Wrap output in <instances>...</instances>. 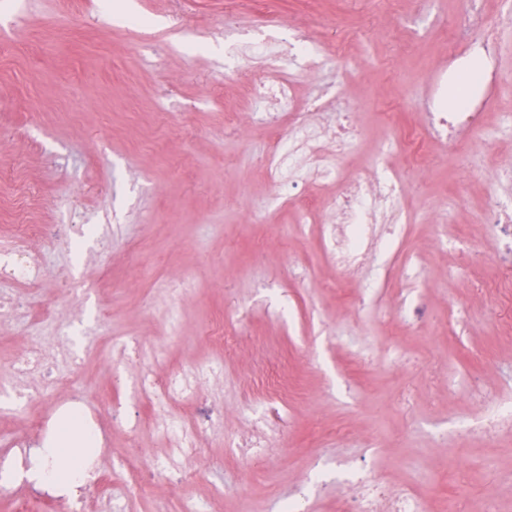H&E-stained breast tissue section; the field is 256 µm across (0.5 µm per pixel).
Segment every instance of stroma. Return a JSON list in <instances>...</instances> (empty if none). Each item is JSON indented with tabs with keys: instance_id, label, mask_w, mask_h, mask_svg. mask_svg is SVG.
<instances>
[{
	"instance_id": "35a3bbf8",
	"label": "stroma",
	"mask_w": 512,
	"mask_h": 512,
	"mask_svg": "<svg viewBox=\"0 0 512 512\" xmlns=\"http://www.w3.org/2000/svg\"><path fill=\"white\" fill-rule=\"evenodd\" d=\"M456 0H434L425 37L404 54L386 35L397 19L375 0H241L245 37L281 39L303 23L323 41L339 26L336 65L324 82L300 80L305 99L340 91L355 102L359 136L342 159L344 174H369L379 151L395 152L397 128L417 125L448 57L446 31ZM278 26L266 24L268 15ZM145 26L130 28L133 17ZM224 0H0V269L19 225L108 224L112 246L73 238L46 251L78 297L62 307L72 351L82 357L75 381L88 395L108 450L100 465L112 478L107 498L86 512H180L198 498L212 512H278L304 490L307 512H338L349 499L355 460L376 477L429 491L439 512L451 488L452 462L471 486V512L494 497L512 512V482L479 468L492 459L512 470V430L473 432L483 398L512 396V321L497 281L511 263L480 231L484 179L512 163V93L489 83L505 102L490 113L486 146L469 163L439 149L425 176L408 179L415 222L405 234L424 307L410 327L391 287L378 307H359L369 270L344 276L321 242L296 224L259 160L272 133L258 114L242 131L224 114L252 100L246 81L224 74ZM350 76L336 84V67ZM191 277L183 297L173 275ZM245 329L224 354V377L199 379V403L213 412L189 478L153 477L146 493L123 485L127 459L163 460L147 426L150 412L135 390L140 369L158 378L216 356L209 332L225 313ZM53 321L0 319V447L29 431V416L48 401L17 411L10 391L16 354ZM145 355L123 352L128 340ZM278 370L288 389L277 403L256 401L254 376ZM277 407L282 422L265 459L244 468L228 439L248 434L252 418ZM140 419L138 434L125 421Z\"/></svg>"
}]
</instances>
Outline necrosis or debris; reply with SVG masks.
Here are the masks:
<instances>
[{
	"instance_id": "4bbe7bcc",
	"label": "necrosis or debris",
	"mask_w": 512,
	"mask_h": 512,
	"mask_svg": "<svg viewBox=\"0 0 512 512\" xmlns=\"http://www.w3.org/2000/svg\"><path fill=\"white\" fill-rule=\"evenodd\" d=\"M481 2L460 0L453 36L479 47L483 70L490 74L497 55L494 27L512 23V0H500L499 14L493 20L485 17ZM231 47L235 60L231 74L242 75L254 63L274 66L280 72L276 80L262 81L254 87L255 104L276 132L261 162L275 191L292 204L298 223L310 226L340 272L374 266L378 258L384 257L388 264L377 268L373 287L383 286L393 266H400L402 274H409L415 263L403 253L398 234L399 229L414 221L405 202L404 170H426L427 148L438 140L453 144L480 137L484 132V112L493 106V98L477 90L466 104L452 106L445 94H438L426 128H408L397 141L406 160L405 168L384 164L371 176L350 179L338 162L354 144V105L337 107L335 120L325 121L317 101L300 100L294 81L296 74L319 72L326 59L324 48L299 27L285 41L236 37ZM493 181L495 186L511 183L512 167L498 170ZM305 183L317 187L314 197L297 194V187ZM495 186L488 191L483 228L497 239L501 254L512 259V208L501 203ZM97 231L93 224L22 225L13 248V263L7 270L13 286L0 292V311L16 313L21 303L29 302L44 307L48 317H55V309L45 304V263L32 243L37 239L93 235ZM47 350L46 342L35 338L18 354L13 371L20 399H28L27 382L34 377L39 378V389L45 397L67 384V377L56 370ZM197 382L198 373L192 369L161 380L144 375L138 381L137 395L151 409L152 430L169 450L159 465L160 471L183 472L185 463L200 453V436L210 427L211 415L204 412L189 422L172 413L178 404L196 401ZM33 449V443L17 440L9 451L0 453V471L11 469L18 473L16 479L0 480V494L14 498L21 508L28 495L45 498L51 494L49 485L20 477L31 464ZM356 482L349 512H378V504L384 499L390 502L389 512H428L426 497L415 489L393 487L364 474L358 475Z\"/></svg>"
}]
</instances>
